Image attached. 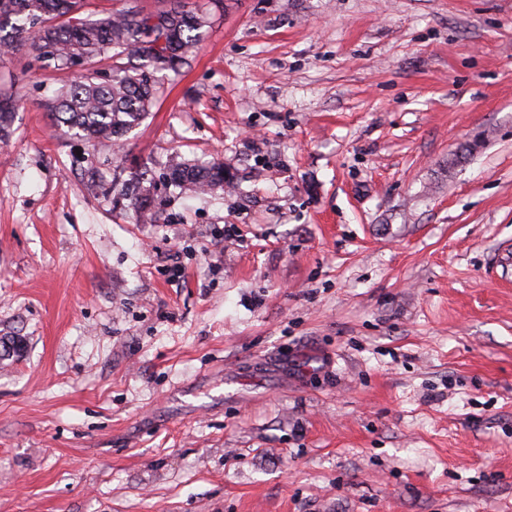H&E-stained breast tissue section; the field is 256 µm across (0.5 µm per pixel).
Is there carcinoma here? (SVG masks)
<instances>
[{"mask_svg":"<svg viewBox=\"0 0 512 512\" xmlns=\"http://www.w3.org/2000/svg\"><path fill=\"white\" fill-rule=\"evenodd\" d=\"M80 0H0V46L22 47L34 60L65 66L75 78L48 100L56 125L99 150L116 152L155 104L159 74L176 71L203 40L204 13L181 2L152 16L136 7L100 18H78ZM127 62H121V59ZM112 61L111 68L102 66ZM16 101L0 98V141L12 134ZM165 178L180 191L213 192L230 182L224 164H171ZM154 178L146 168L112 185V202H123L142 224L156 222Z\"/></svg>","mask_w":512,"mask_h":512,"instance_id":"cac0c4a2","label":"carcinoma"}]
</instances>
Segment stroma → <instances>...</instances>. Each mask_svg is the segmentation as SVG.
<instances>
[{
	"label": "stroma",
	"mask_w": 512,
	"mask_h": 512,
	"mask_svg": "<svg viewBox=\"0 0 512 512\" xmlns=\"http://www.w3.org/2000/svg\"><path fill=\"white\" fill-rule=\"evenodd\" d=\"M188 3L116 155L0 53V512H512V0ZM165 178L169 186L180 189L181 192L192 190L194 192H214L217 189L224 191V183H230L223 163L210 164H171ZM154 178L146 168L135 172L130 180L112 185V202L134 212L142 224H154L157 211L153 205Z\"/></svg>",
	"instance_id": "stroma-1"
}]
</instances>
